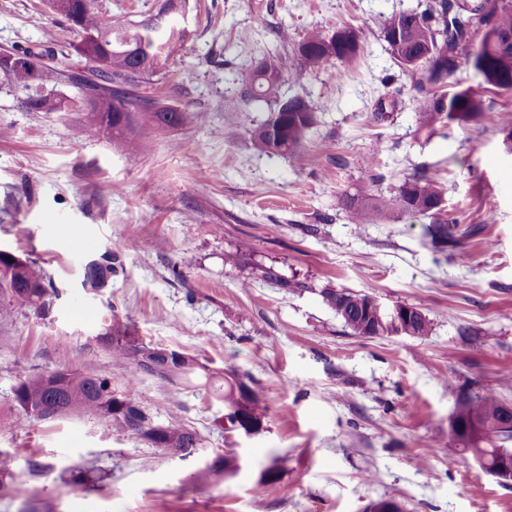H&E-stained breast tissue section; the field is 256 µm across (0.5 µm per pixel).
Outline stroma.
Segmentation results:
<instances>
[{
	"instance_id": "1",
	"label": "stroma",
	"mask_w": 512,
	"mask_h": 512,
	"mask_svg": "<svg viewBox=\"0 0 512 512\" xmlns=\"http://www.w3.org/2000/svg\"><path fill=\"white\" fill-rule=\"evenodd\" d=\"M425 4L188 0L184 49L142 93L190 119L156 131L146 155L86 113L31 112L0 90V247L38 260L59 292L49 315H0V409L25 375L76 369L201 439L179 459L94 416L21 419L0 428V451L28 492L0 498V512H370L381 499L402 512H512V485L461 451L449 426L460 392L512 405V154L501 133L512 90L460 65L449 84L491 102V114L418 130L417 93L382 24ZM91 5L130 27L163 0ZM347 26L362 36L354 60L301 63L307 33ZM78 41L47 0H0V53L49 44L77 71ZM267 52L286 58L277 97L315 110L298 161L250 143L271 107L249 100L239 73ZM389 94L395 109L373 121ZM416 175L443 184L456 246L433 245L432 217L389 207L361 227L343 204L390 203ZM108 250L122 270L101 292L84 289L85 260ZM228 253L240 263L225 264ZM342 289L418 307L429 336L353 335L324 301ZM114 315L145 344L249 375L268 406L263 431L218 429L224 404L200 383L127 384L126 364L94 342ZM219 451L240 456L241 470L194 481L200 458ZM32 460L48 472L29 474ZM271 465L279 479L268 486Z\"/></svg>"
}]
</instances>
